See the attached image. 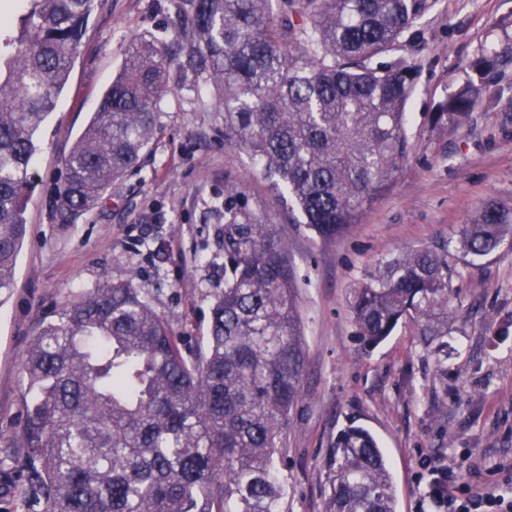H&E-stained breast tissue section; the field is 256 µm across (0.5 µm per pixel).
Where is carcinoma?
I'll return each instance as SVG.
<instances>
[{
    "label": "carcinoma",
    "mask_w": 512,
    "mask_h": 512,
    "mask_svg": "<svg viewBox=\"0 0 512 512\" xmlns=\"http://www.w3.org/2000/svg\"><path fill=\"white\" fill-rule=\"evenodd\" d=\"M0 16V290L13 285L38 134L67 83L94 0H24ZM184 0L170 41H136L64 161L61 224L137 167L163 97L203 77L227 140L257 157L305 223L336 236L372 206L410 153L414 69L395 49L427 0ZM306 17L293 22L290 14ZM500 53L470 65L432 113L459 123L491 91ZM224 190V290L206 351L179 338L132 282L105 280L43 325L23 366L32 394L26 466L46 512H283L274 456L297 404L305 352L296 287L273 225ZM465 257L512 254V205L485 202L461 225ZM447 254L407 249L354 289L363 348L407 315L427 329L448 308ZM325 512H396L384 455L364 428L326 461Z\"/></svg>",
    "instance_id": "carcinoma-1"
}]
</instances>
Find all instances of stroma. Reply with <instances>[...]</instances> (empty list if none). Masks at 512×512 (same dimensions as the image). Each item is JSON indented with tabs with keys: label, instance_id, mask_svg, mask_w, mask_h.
Listing matches in <instances>:
<instances>
[{
	"label": "stroma",
	"instance_id": "1",
	"mask_svg": "<svg viewBox=\"0 0 512 512\" xmlns=\"http://www.w3.org/2000/svg\"><path fill=\"white\" fill-rule=\"evenodd\" d=\"M178 0H95L56 109L39 131L27 235L12 287L0 291V512H32L22 462L30 400L23 362L36 331L104 280L134 281L179 336L207 348L211 307L224 288V187L274 224L294 268L306 366L281 432L276 466L284 512H324L325 461L348 426L370 431L392 476L397 512H421V460L439 457L460 486L512 483V255L472 259L450 248L486 201L512 203V66L503 93L463 122L435 126L436 104L469 62L512 38V0H428L391 59L416 69L407 106L409 158L390 186L333 238L298 223L261 163L229 146L224 109L186 81L168 94L139 166L75 223H59L63 162L125 63L132 41L164 39ZM448 252L444 336L402 319L363 350L351 311L355 287L408 248Z\"/></svg>",
	"mask_w": 512,
	"mask_h": 512
}]
</instances>
